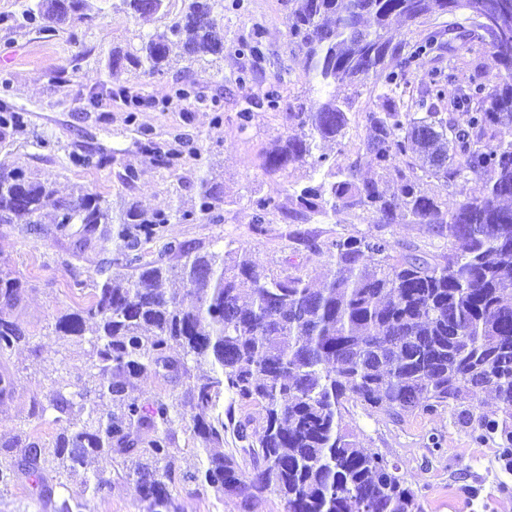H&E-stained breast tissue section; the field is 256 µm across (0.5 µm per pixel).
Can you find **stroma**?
<instances>
[{
  "label": "stroma",
  "instance_id": "35a3bbf8",
  "mask_svg": "<svg viewBox=\"0 0 512 512\" xmlns=\"http://www.w3.org/2000/svg\"><path fill=\"white\" fill-rule=\"evenodd\" d=\"M23 3L0 0V99L22 117L21 126L0 143L1 165L23 166L63 193L80 185L113 201L123 197L137 202L149 212L191 207L200 178L214 179L224 188L221 221L164 225L165 240L215 250L243 247L266 272L279 271L292 256L313 280L329 277V259L289 239L296 225L280 209L291 184L309 181V166L292 164L273 177L260 167L272 138L294 133L292 105L313 100L305 55L286 36L288 0H224V22L218 30L223 58L189 64L176 55L170 72L152 78L130 68L107 71L106 59L112 48L129 49L133 32L163 30L184 10L185 0H169L166 14L136 20L103 8L90 28H78L74 41L61 29L3 24V17L19 14ZM257 37L264 53L259 60L246 49ZM434 70L448 76L454 89L477 82L490 88L500 75L488 46L475 39L458 41L452 51L411 66L407 95L417 96ZM132 86L152 102L133 118L110 95L111 90ZM180 87L192 90L194 102L176 98ZM270 90L281 97L279 109H254L249 125L240 126L237 114L246 108L247 96ZM379 91L372 77L354 95L345 86L337 87V97L353 98L350 123L344 137L325 146L338 163L358 162L365 177L376 172L363 142L365 115L375 109ZM175 148L182 151L178 167L156 165L155 153ZM86 154L99 157V164H75V157ZM129 168L139 178L126 184L122 177ZM257 198L277 204L266 215L260 235L252 230L251 202ZM42 221L45 233L40 237L0 224V269L19 277L25 287L12 315L30 335L29 343L0 356V373L13 377L10 397L0 399L1 438L24 430L44 441L54 439L68 429V422L56 420L51 411L33 414L34 402L45 401L57 382L74 385L85 378L84 346L56 336L54 323L60 312L89 302L99 249L90 247L73 258L68 241L53 237L51 214H44ZM311 230L322 241L378 230L400 252L408 246L431 254L461 246L460 241L433 235L422 224L377 227L371 214L361 212L339 215L335 222L315 224ZM78 279L83 282L79 288L74 285ZM127 393L189 408L185 379L162 369L148 370ZM497 407L494 395L487 394L481 406L463 412L440 408L396 419L350 402L344 423L361 447L399 465L420 512H512V472L505 468L500 437L479 440L474 433L480 415L492 414ZM89 468L111 473L112 492L80 497L78 512H150L148 502L124 478L118 460L101 456ZM176 505L178 512H241L237 500L192 483L179 489Z\"/></svg>",
  "mask_w": 512,
  "mask_h": 512
}]
</instances>
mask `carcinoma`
<instances>
[{
  "mask_svg": "<svg viewBox=\"0 0 512 512\" xmlns=\"http://www.w3.org/2000/svg\"><path fill=\"white\" fill-rule=\"evenodd\" d=\"M112 9L131 18L166 11V0H113ZM449 16L409 53L386 38L392 22ZM27 25L92 24L88 0H28ZM224 22L223 0H190L166 28L133 35L139 47L114 49L106 68L140 71L148 77L170 68L177 47L188 61L224 56L214 30ZM288 41L306 50L315 105L301 103L298 132L279 136L262 155L261 168L278 174L295 162L312 170L308 183L288 190V215L305 222L337 215L372 213L376 223L424 224L438 236L466 241L461 254L415 252L392 255L381 234L339 235L321 243L308 231L289 238L334 264L331 279L315 288L306 277L259 271L244 249L215 251L163 240V225L220 220L222 186L199 180L197 204L169 213H148L130 200L119 204L83 186L61 195L50 182L22 167L0 169V224H16L32 235L41 230L47 206L54 234L71 241L72 254L98 245L102 258L92 300L56 317L54 332L81 343L85 336L89 382L60 384L48 405L34 403L69 422V430L45 443L29 434L0 441V485L24 478L53 512H74L87 492H112V475L83 477L78 492L64 479L84 470L89 459L117 457L127 468L151 512H169L172 493L186 482L207 485L257 512L265 494L275 493L283 512H418L412 489L386 456L361 448L344 428L346 403L382 409L400 417L422 409L476 406L491 392L502 418L479 419L480 434L500 433L503 455L512 459V0H288ZM481 39L503 70L490 91L478 83L447 92L435 74L409 104L396 89L403 73L385 72L386 59L403 57L409 67L447 41ZM386 91L366 113L370 134L364 148L393 182L363 178L357 163L340 165L319 144L344 135L351 101L336 98V86H358L370 76ZM251 107L280 106L274 91L247 97ZM424 110L421 117L411 106ZM18 115L0 100V142ZM411 154L428 167L396 165ZM446 193L460 179L482 181L480 195L448 209L421 189L422 176ZM252 230L265 231V215L277 205L251 201ZM156 245L149 251L147 246ZM132 273H125L126 269ZM179 280L191 303L167 295L163 285ZM22 281L0 270V354L29 335L10 311L22 300ZM205 370L191 379V368ZM151 368L186 378L191 437L205 456L201 469H181L171 426L177 407L157 397L130 399L126 389ZM262 406L256 421L236 423L244 443L224 453V394ZM65 490L48 495L49 481Z\"/></svg>",
  "mask_w": 512,
  "mask_h": 512,
  "instance_id": "carcinoma-1",
  "label": "carcinoma"
}]
</instances>
